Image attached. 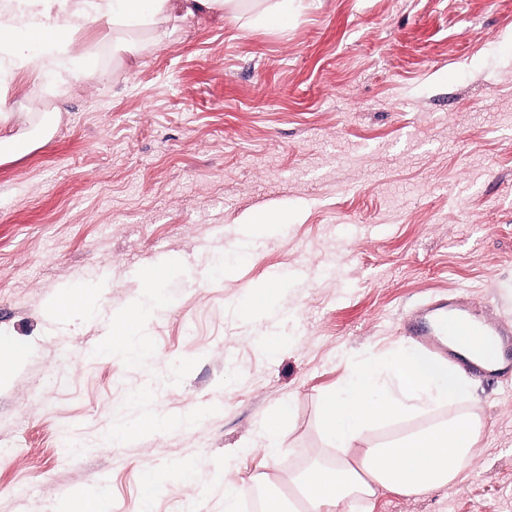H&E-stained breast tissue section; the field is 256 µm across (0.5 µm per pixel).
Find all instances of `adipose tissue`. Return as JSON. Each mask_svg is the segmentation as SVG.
<instances>
[{"mask_svg":"<svg viewBox=\"0 0 512 512\" xmlns=\"http://www.w3.org/2000/svg\"><path fill=\"white\" fill-rule=\"evenodd\" d=\"M246 2L0 0V81L21 72L44 76L48 91L62 100L83 75L72 45L89 23L136 30L201 11L223 17ZM465 388L460 369L413 348L392 351L382 365L364 363L324 406L323 427L335 459L313 462L288 477L304 512H344L352 497L370 499L385 491L417 497L453 483L480 442L479 415H457L366 448L361 441L371 425L456 401Z\"/></svg>","mask_w":512,"mask_h":512,"instance_id":"ef3b65f1","label":"adipose tissue"}]
</instances>
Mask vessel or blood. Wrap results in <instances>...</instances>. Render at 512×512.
Segmentation results:
<instances>
[{"mask_svg":"<svg viewBox=\"0 0 512 512\" xmlns=\"http://www.w3.org/2000/svg\"><path fill=\"white\" fill-rule=\"evenodd\" d=\"M477 312L470 301L454 299L437 304L411 317L407 330L423 344L456 359L462 371L473 378L512 377V326L486 322L484 355H474L465 341Z\"/></svg>","mask_w":512,"mask_h":512,"instance_id":"b4317fda","label":"vessel or blood"}]
</instances>
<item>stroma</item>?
<instances>
[{
  "label": "stroma",
  "instance_id": "1",
  "mask_svg": "<svg viewBox=\"0 0 512 512\" xmlns=\"http://www.w3.org/2000/svg\"><path fill=\"white\" fill-rule=\"evenodd\" d=\"M74 48L66 101L27 74L5 96L12 133L58 122L0 164V342L25 348L0 374V512H79L102 472L104 512H242L226 480L285 492L331 446L325 399L411 346L417 308L471 298L512 324V0L95 22ZM66 291L83 301L60 322ZM150 296L149 362L110 354ZM153 408L192 421L139 430ZM467 411L483 434L453 484L358 512H512V379L365 441ZM156 307L154 299L148 303L132 304L125 308L118 324L113 326L110 334L109 351L115 354L128 355L132 351L130 331L136 327L146 314Z\"/></svg>",
  "mask_w": 512,
  "mask_h": 512
}]
</instances>
